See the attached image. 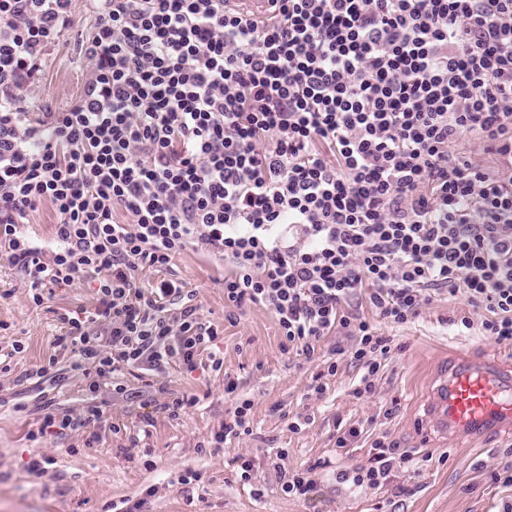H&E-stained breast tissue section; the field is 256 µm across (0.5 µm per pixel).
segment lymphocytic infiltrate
<instances>
[{"instance_id": "f902f5d3", "label": "lymphocytic infiltrate", "mask_w": 512, "mask_h": 512, "mask_svg": "<svg viewBox=\"0 0 512 512\" xmlns=\"http://www.w3.org/2000/svg\"><path fill=\"white\" fill-rule=\"evenodd\" d=\"M71 0H0V245L40 306L92 278L56 349L105 377L175 363L218 369L219 329L171 280L188 247L224 263V300L275 314L285 350L350 348L371 393L391 347L350 303L403 325L432 294L464 295L512 341V0H95L82 100L33 123L17 93L70 24ZM480 134L495 158L454 149ZM56 215L46 251L19 226ZM354 486L414 452L378 438Z\"/></svg>"}]
</instances>
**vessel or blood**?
Masks as SVG:
<instances>
[{"instance_id": "b4317fda", "label": "vessel or blood", "mask_w": 512, "mask_h": 512, "mask_svg": "<svg viewBox=\"0 0 512 512\" xmlns=\"http://www.w3.org/2000/svg\"><path fill=\"white\" fill-rule=\"evenodd\" d=\"M427 423L443 436L470 438L493 425L512 426V372L459 361L440 377Z\"/></svg>"}]
</instances>
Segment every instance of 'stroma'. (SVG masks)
<instances>
[{"instance_id":"1","label":"stroma","mask_w":512,"mask_h":512,"mask_svg":"<svg viewBox=\"0 0 512 512\" xmlns=\"http://www.w3.org/2000/svg\"><path fill=\"white\" fill-rule=\"evenodd\" d=\"M92 15V0H72L69 29L46 47L40 83L21 103L33 119L80 100L91 68L80 45L91 34ZM164 276L181 282L205 319L219 327L213 350L221 369L190 373L171 366L99 378L73 369L62 355L56 377L39 384L27 373L54 354L57 310L91 306L93 292L78 280L35 306L23 276L0 255V512H112L116 502L126 512H503L512 504V486L492 479L512 467L511 429L445 441L424 420L443 364L461 355L512 359V343L455 326L463 316L482 319L463 297L443 294L410 323L379 324L391 352L370 395L355 396L363 371L345 360L317 396L309 390L317 363L284 350L270 308L225 303L223 261L190 247L168 270H148L144 279ZM230 380L236 393L224 391ZM117 381L124 393H115ZM166 393L193 395L198 403L174 420L159 407ZM240 399L252 404L251 434L212 447L213 434ZM90 402L102 410L100 421L61 437L28 440L43 404L61 414ZM295 420L301 429H290ZM351 428L359 436L337 447V437ZM379 437L414 450L422 459L419 471L395 469L379 488L344 482V473L368 464ZM241 456L253 458L259 486L240 480ZM33 458L44 460L42 473L28 471ZM312 464L317 485L308 498L284 493L281 473ZM190 470L202 473V483H181Z\"/></svg>"}]
</instances>
